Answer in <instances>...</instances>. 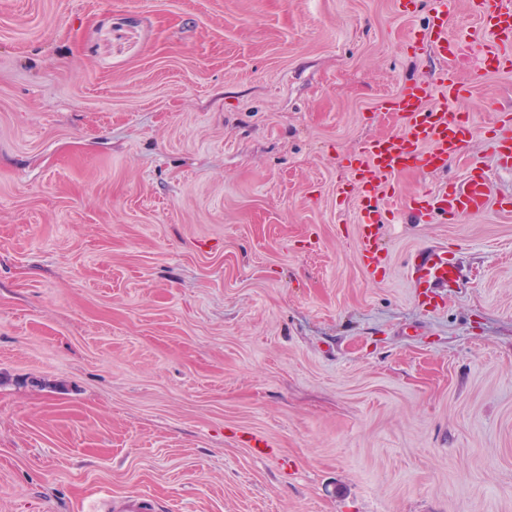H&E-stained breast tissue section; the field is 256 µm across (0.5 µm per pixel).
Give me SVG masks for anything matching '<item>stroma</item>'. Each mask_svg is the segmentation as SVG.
Returning a JSON list of instances; mask_svg holds the SVG:
<instances>
[{"mask_svg": "<svg viewBox=\"0 0 512 512\" xmlns=\"http://www.w3.org/2000/svg\"><path fill=\"white\" fill-rule=\"evenodd\" d=\"M430 0H0V512H512V114L475 0L471 142L395 179L384 278L345 159L443 65ZM495 201L424 223L469 169ZM459 271L420 306L409 257ZM275 453L253 458L241 433ZM491 135L487 138L489 148L493 154L497 166L501 170L512 169V130L503 133L500 126L489 130ZM151 498L143 494H134L122 497L110 505V512H149L151 510Z\"/></svg>", "mask_w": 512, "mask_h": 512, "instance_id": "35a3bbf8", "label": "stroma"}]
</instances>
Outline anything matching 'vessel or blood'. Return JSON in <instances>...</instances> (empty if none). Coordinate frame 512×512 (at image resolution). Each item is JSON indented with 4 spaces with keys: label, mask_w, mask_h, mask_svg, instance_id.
Segmentation results:
<instances>
[{
    "label": "vessel or blood",
    "mask_w": 512,
    "mask_h": 512,
    "mask_svg": "<svg viewBox=\"0 0 512 512\" xmlns=\"http://www.w3.org/2000/svg\"><path fill=\"white\" fill-rule=\"evenodd\" d=\"M449 0H434L430 48L441 59L457 56L459 47L448 37ZM485 23L499 43L512 44V0H482ZM464 91L455 72L441 68L384 99L383 108L393 113L401 128L398 134L365 142L348 162L359 189V246L361 264L370 277L385 273L388 255L381 243L385 225L393 223V211L379 202L378 192L392 194L393 177L405 170L434 172L461 155L471 139L468 115L449 109L448 101ZM489 148L502 170L512 169V131L492 128ZM492 200V184L486 171L475 168L458 180L418 191L408 208L431 221H448L465 212H480ZM419 300L438 303L437 289L458 282V270L446 250L418 249L409 269Z\"/></svg>",
    "instance_id": "vessel-or-blood-1"
}]
</instances>
